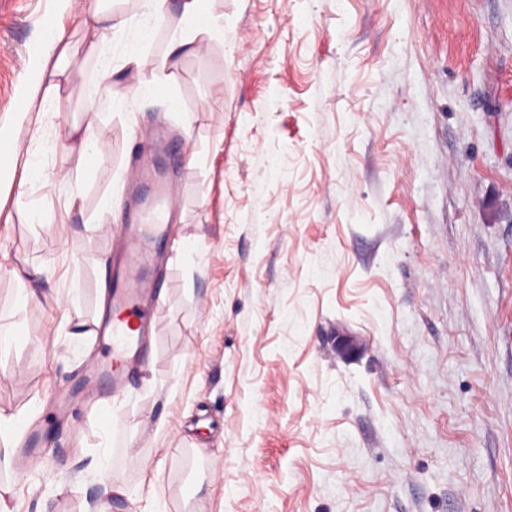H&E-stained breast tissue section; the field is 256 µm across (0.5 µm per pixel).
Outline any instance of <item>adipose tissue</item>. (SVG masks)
Returning <instances> with one entry per match:
<instances>
[{"label": "adipose tissue", "mask_w": 512, "mask_h": 512, "mask_svg": "<svg viewBox=\"0 0 512 512\" xmlns=\"http://www.w3.org/2000/svg\"><path fill=\"white\" fill-rule=\"evenodd\" d=\"M100 2L84 0L82 24L92 35L89 53L99 57L104 69L108 70L112 67V42L126 23L115 20L111 12L101 8ZM205 3L206 0H183L181 32L171 46L172 52L198 51L200 35L220 33L222 26L219 20L207 11ZM141 8L147 23L141 28L137 43L128 47L124 61L143 71L145 86L156 88L165 84L168 78L166 64L148 60L142 53L141 45L151 38L153 23L165 21L167 0H141ZM70 56L71 40L66 28L59 24L46 28L38 43L36 62L31 72L22 77L23 83L30 86L31 99L40 103L39 108L28 106L22 112L31 128L28 142H20L9 124L0 125V174L20 172L21 178L17 184L19 193H26L30 186L37 183L68 180L80 175L105 152V145L94 128L75 125L70 130V136L76 147L68 153L64 167L50 172L34 159L36 149L43 142L49 108L71 82Z\"/></svg>", "instance_id": "adipose-tissue-1"}]
</instances>
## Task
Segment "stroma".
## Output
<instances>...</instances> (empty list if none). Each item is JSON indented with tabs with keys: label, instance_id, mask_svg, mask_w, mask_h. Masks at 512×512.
Listing matches in <instances>:
<instances>
[{
	"label": "stroma",
	"instance_id": "stroma-1",
	"mask_svg": "<svg viewBox=\"0 0 512 512\" xmlns=\"http://www.w3.org/2000/svg\"><path fill=\"white\" fill-rule=\"evenodd\" d=\"M180 2L152 89L122 59L136 30L105 86L80 4L0 0V119L58 19L73 77L42 161L74 124L106 144L80 186H33L43 223L0 188V409L53 439L0 463L12 512H512V0H207L223 35L172 55ZM151 150L174 199L145 236L167 258L142 270L151 372L56 420L106 354L74 333L111 287L84 227L124 226L106 204ZM33 266L61 306L26 300Z\"/></svg>",
	"mask_w": 512,
	"mask_h": 512
}]
</instances>
